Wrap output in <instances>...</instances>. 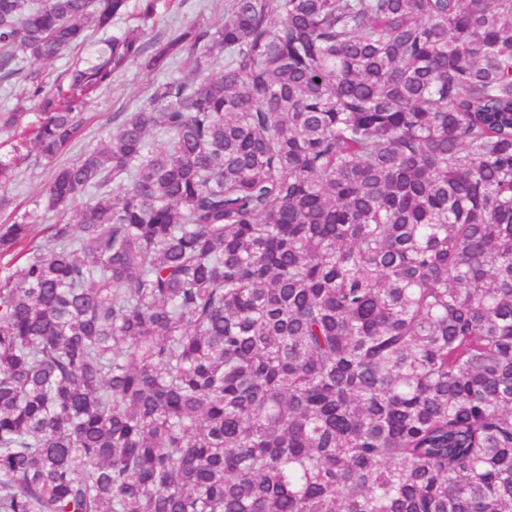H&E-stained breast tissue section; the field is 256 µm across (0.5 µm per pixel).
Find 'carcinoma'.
I'll list each match as a JSON object with an SVG mask.
<instances>
[{"label":"carcinoma","mask_w":512,"mask_h":512,"mask_svg":"<svg viewBox=\"0 0 512 512\" xmlns=\"http://www.w3.org/2000/svg\"><path fill=\"white\" fill-rule=\"evenodd\" d=\"M158 3L0 0L37 164L190 57L0 281V512H512V0H230L151 51ZM83 52L76 49L70 56L65 55L62 58L56 59L52 62H33L32 66L44 71V74H49L50 83H53L57 78L62 79L66 69L70 64V59L82 56Z\"/></svg>","instance_id":"1"}]
</instances>
